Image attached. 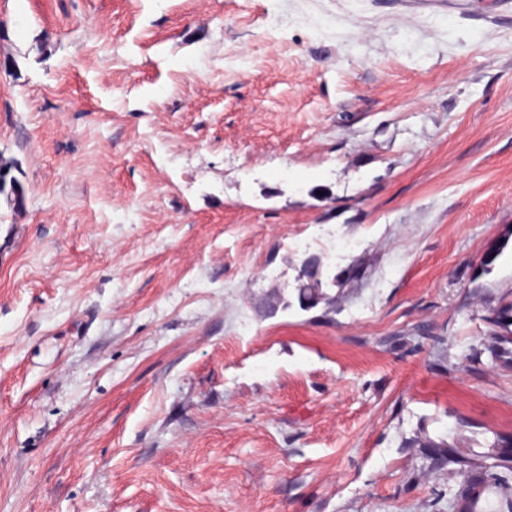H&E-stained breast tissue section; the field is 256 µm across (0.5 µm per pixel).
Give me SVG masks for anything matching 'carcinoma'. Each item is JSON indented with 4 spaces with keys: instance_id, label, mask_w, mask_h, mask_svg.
Masks as SVG:
<instances>
[{
    "instance_id": "1",
    "label": "carcinoma",
    "mask_w": 512,
    "mask_h": 512,
    "mask_svg": "<svg viewBox=\"0 0 512 512\" xmlns=\"http://www.w3.org/2000/svg\"><path fill=\"white\" fill-rule=\"evenodd\" d=\"M17 164L0 156V195L16 211L26 207V188L13 175ZM482 320L492 327L496 343V356L504 363L512 362V300L501 298L499 305L489 307ZM440 465L457 464L464 468L478 469V482L494 491L491 512H512V457L499 454L476 457L459 456L453 449L443 452L437 458Z\"/></svg>"
}]
</instances>
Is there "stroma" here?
Listing matches in <instances>:
<instances>
[{
    "label": "stroma",
    "mask_w": 512,
    "mask_h": 512,
    "mask_svg": "<svg viewBox=\"0 0 512 512\" xmlns=\"http://www.w3.org/2000/svg\"><path fill=\"white\" fill-rule=\"evenodd\" d=\"M0 156V512H454L512 437V0H0ZM17 164L13 160H6L0 156V195L13 210L20 211L26 207V188L24 184L13 175ZM483 321L492 327L493 339L497 346L496 356L500 362H512V300L501 298L498 306L489 307L482 315Z\"/></svg>",
    "instance_id": "obj_1"
}]
</instances>
